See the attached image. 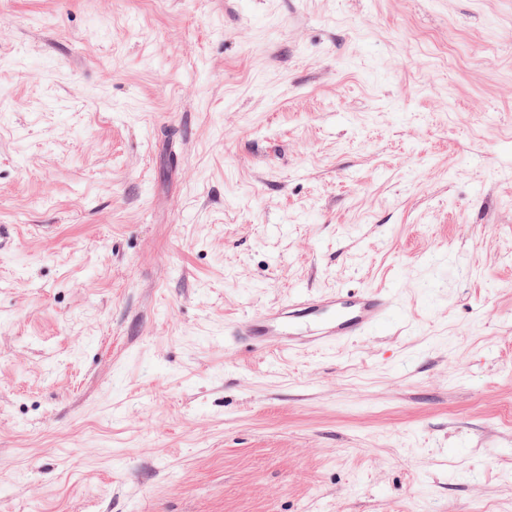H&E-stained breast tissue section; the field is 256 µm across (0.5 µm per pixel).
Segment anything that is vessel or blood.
Segmentation results:
<instances>
[{
    "instance_id": "vessel-or-blood-1",
    "label": "vessel or blood",
    "mask_w": 512,
    "mask_h": 512,
    "mask_svg": "<svg viewBox=\"0 0 512 512\" xmlns=\"http://www.w3.org/2000/svg\"><path fill=\"white\" fill-rule=\"evenodd\" d=\"M396 310L395 299L379 289L299 293L284 305L243 316L225 328L224 337L256 349L322 350L377 328Z\"/></svg>"
}]
</instances>
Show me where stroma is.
Wrapping results in <instances>:
<instances>
[{"mask_svg": "<svg viewBox=\"0 0 512 512\" xmlns=\"http://www.w3.org/2000/svg\"><path fill=\"white\" fill-rule=\"evenodd\" d=\"M0 512H512V0H0ZM396 310L395 299L379 289L298 293L284 305L245 315L224 328V340L256 349L322 350L377 328Z\"/></svg>", "mask_w": 512, "mask_h": 512, "instance_id": "1", "label": "stroma"}]
</instances>
